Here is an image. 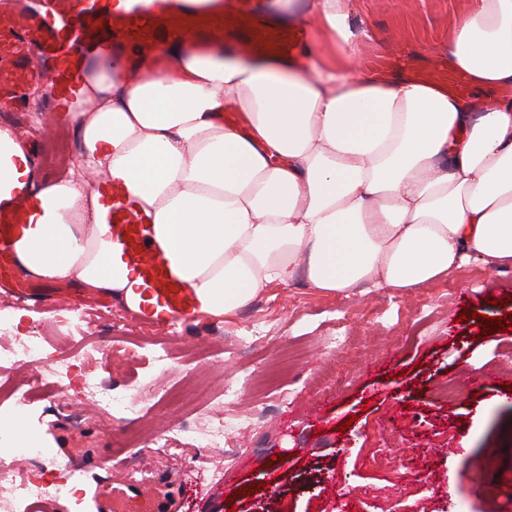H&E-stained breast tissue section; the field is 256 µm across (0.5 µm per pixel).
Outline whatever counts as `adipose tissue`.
I'll use <instances>...</instances> for the list:
<instances>
[{
    "label": "adipose tissue",
    "mask_w": 512,
    "mask_h": 512,
    "mask_svg": "<svg viewBox=\"0 0 512 512\" xmlns=\"http://www.w3.org/2000/svg\"><path fill=\"white\" fill-rule=\"evenodd\" d=\"M346 7L308 0L332 48L304 70L172 46L165 74L131 85L96 59L68 114L82 149L38 181L34 232L15 245L22 275L136 307L104 240L98 188L115 178L136 187L157 246L215 319L300 273L330 294L409 292L471 262L512 268V98L495 94L512 85V0H474L448 41L480 101L359 75ZM228 106L248 133L221 122ZM30 172L28 146L1 129L0 192Z\"/></svg>",
    "instance_id": "obj_1"
}]
</instances>
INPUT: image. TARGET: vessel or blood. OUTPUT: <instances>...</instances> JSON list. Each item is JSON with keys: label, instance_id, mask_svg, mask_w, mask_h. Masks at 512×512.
<instances>
[{"label": "vessel or blood", "instance_id": "obj_1", "mask_svg": "<svg viewBox=\"0 0 512 512\" xmlns=\"http://www.w3.org/2000/svg\"><path fill=\"white\" fill-rule=\"evenodd\" d=\"M51 8L67 23L55 27L39 14L16 6L0 7V104L19 106V92L44 81L38 59L56 61V82L62 92L75 91L74 80L94 55L130 54L129 82L157 72L173 43L191 53L224 47L261 63L302 66L311 30L303 22L279 23L265 13L261 0H127L109 7L108 0H52ZM377 70H405L412 80L454 95H466L465 73L431 60L416 64L410 57L375 61ZM106 242L112 264L133 272L138 316L159 330L202 319V303L174 271L155 244L152 212L125 182L101 188ZM38 204L27 177H18L9 197L0 199V263L12 262L16 241L31 229Z\"/></svg>", "mask_w": 512, "mask_h": 512}]
</instances>
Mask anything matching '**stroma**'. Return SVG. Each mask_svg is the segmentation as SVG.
Returning a JSON list of instances; mask_svg holds the SVG:
<instances>
[{
  "label": "stroma",
  "mask_w": 512,
  "mask_h": 512,
  "mask_svg": "<svg viewBox=\"0 0 512 512\" xmlns=\"http://www.w3.org/2000/svg\"><path fill=\"white\" fill-rule=\"evenodd\" d=\"M470 0H349L357 59L373 51L412 52L418 64L445 55ZM55 97L0 108L42 177L65 172L80 150L67 120L49 124ZM44 303L23 301L0 282V323L13 335L45 336L42 381L27 369L0 372V413L24 396L29 413L0 436V448L39 436L53 456L38 470L0 458V512H107L96 485L152 488L157 512H512V332L483 334L482 316L512 312V269L472 263L450 277L400 294L384 288L323 294L301 281L259 292L234 319L183 324L165 363L162 331L117 303L80 301L65 282L42 284ZM438 312L423 317V304ZM266 339L255 340V330ZM90 358L70 386L52 370L64 343ZM108 388L111 411L87 402L83 375ZM252 376L238 407L223 387ZM458 387L455 399L441 385ZM179 389L182 402L167 393ZM230 410L242 452L227 462L179 432L181 422ZM349 429H341L343 421ZM175 428L157 440L161 424ZM472 447L462 448V433ZM85 473L70 499L12 507L23 476L60 481L68 464ZM479 480H472V473Z\"/></svg>",
  "instance_id": "1"
}]
</instances>
